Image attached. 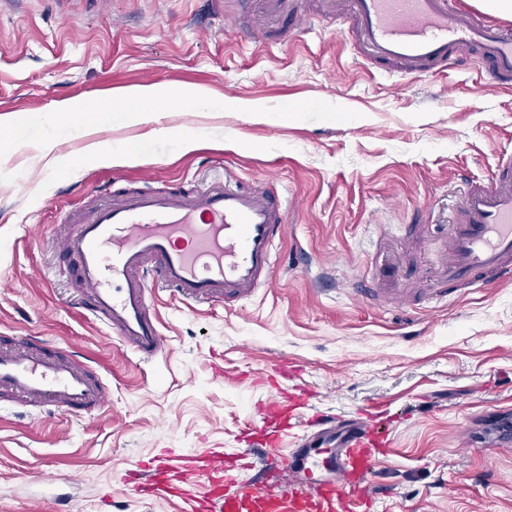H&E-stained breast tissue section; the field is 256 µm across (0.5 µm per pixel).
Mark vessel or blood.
Returning <instances> with one entry per match:
<instances>
[{
  "instance_id": "b4317fda",
  "label": "vessel or blood",
  "mask_w": 512,
  "mask_h": 512,
  "mask_svg": "<svg viewBox=\"0 0 512 512\" xmlns=\"http://www.w3.org/2000/svg\"><path fill=\"white\" fill-rule=\"evenodd\" d=\"M263 38L276 24L305 25L307 0H247ZM337 25L353 23L357 58L416 78L478 62L485 87L512 84V25L463 0H318ZM285 198L268 182L241 185L216 175L200 189L108 193L78 217L55 249L75 270L80 304L103 319L142 359L163 354L167 340L153 312L159 292L182 302L237 303L272 283L276 247L287 232ZM443 274L448 281L512 279V154H502L493 183L470 186L450 218ZM110 388L76 356L41 339H0V394L69 413L99 409ZM302 396L277 388L258 409L261 425L300 424L291 479L279 485L274 437L205 455L164 450L129 471L138 494L179 512H376L374 466L390 454L388 431L371 417L333 413L303 423Z\"/></svg>"
}]
</instances>
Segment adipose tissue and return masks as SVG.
Wrapping results in <instances>:
<instances>
[{"label":"adipose tissue","mask_w":512,"mask_h":512,"mask_svg":"<svg viewBox=\"0 0 512 512\" xmlns=\"http://www.w3.org/2000/svg\"><path fill=\"white\" fill-rule=\"evenodd\" d=\"M174 100L186 112H220L224 109L223 101L211 97L206 89H171L159 84L131 88L113 100L95 105L81 99H65L57 105V113L63 118L57 126V136L45 135L44 127L48 118L35 113L20 124L0 121V148L31 145L43 155L52 156L57 166L61 165L62 160L55 157L53 151L61 138L87 139L86 158L109 164L135 161L150 155L154 142L158 140L170 142L184 151L193 150L204 140L203 132L178 131L158 125L165 105ZM142 124L150 125L151 130L144 138L134 142H93L89 139L96 128Z\"/></svg>","instance_id":"adipose-tissue-1"}]
</instances>
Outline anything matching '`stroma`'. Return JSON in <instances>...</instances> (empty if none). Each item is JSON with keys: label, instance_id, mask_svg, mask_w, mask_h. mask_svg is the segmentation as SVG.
I'll return each instance as SVG.
<instances>
[{"label": "stroma", "instance_id": "stroma-1", "mask_svg": "<svg viewBox=\"0 0 512 512\" xmlns=\"http://www.w3.org/2000/svg\"><path fill=\"white\" fill-rule=\"evenodd\" d=\"M207 0H14L0 7V117L56 101H106L150 84L202 87L221 112L172 107L162 125L223 145L139 163L55 171L34 146L0 158V333L40 336L82 356L111 387L75 417L0 395V512H173L125 486L127 468L164 448H233L295 362L313 411L353 416L389 405L391 455L375 466L380 512H512V281H444L448 221L466 181H489L512 152V87L485 90L477 64L399 87L355 64L334 23L239 40ZM259 105L262 116L238 111ZM215 162L293 200L272 287L229 308L162 297L169 339L143 362L75 303L54 272L63 218L105 187L195 185ZM238 375L229 384L224 373Z\"/></svg>", "mask_w": 512, "mask_h": 512}]
</instances>
